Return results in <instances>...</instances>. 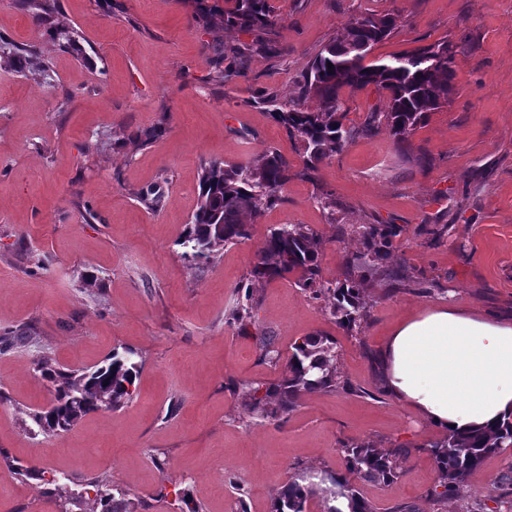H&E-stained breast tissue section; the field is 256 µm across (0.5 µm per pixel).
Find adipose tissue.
<instances>
[{
  "mask_svg": "<svg viewBox=\"0 0 512 512\" xmlns=\"http://www.w3.org/2000/svg\"><path fill=\"white\" fill-rule=\"evenodd\" d=\"M380 361L386 391L441 433L512 419V321L435 307L399 323Z\"/></svg>",
  "mask_w": 512,
  "mask_h": 512,
  "instance_id": "obj_1",
  "label": "adipose tissue"
}]
</instances>
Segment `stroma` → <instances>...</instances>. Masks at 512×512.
Returning <instances> with one entry per match:
<instances>
[{"instance_id":"35a3bbf8","label":"stroma","mask_w":512,"mask_h":512,"mask_svg":"<svg viewBox=\"0 0 512 512\" xmlns=\"http://www.w3.org/2000/svg\"><path fill=\"white\" fill-rule=\"evenodd\" d=\"M282 24L279 55L239 57L252 43L220 16L199 21L193 0H58L54 24L73 32L64 46L45 27L0 0V36L36 44L47 76L21 74L0 56V329L34 325L39 345L0 354V451L81 493L108 474L144 512H180L187 492L202 512H270L274 493L297 469L337 470L343 445L370 439L401 448L389 484L359 483L377 508L419 512H512V448L485 460L458 495L437 505L427 445L440 432L382 388L378 351L398 323L446 302L512 316V0H268ZM398 17L370 61L443 40L467 42L454 66L448 104L429 113L399 146L382 130L359 136L297 175L249 239L225 246L217 263L191 265L176 246L196 209L204 164L243 163L270 147L302 167L297 141L255 103L257 91L296 94L309 61L352 19ZM232 77L210 80L216 50ZM167 116L165 132L138 145L137 131ZM161 185L150 211L139 191ZM328 193L335 209L317 204ZM307 224L323 238V281L341 280L360 250V224H397L391 262L426 290L383 293L368 284L361 329L339 327L289 274L258 288L248 334L224 312L244 298L246 273L269 229ZM437 224L447 239L431 241ZM93 286H86V279ZM321 334L336 341L345 388L301 396L281 419H237L230 382L270 383L280 373L259 357L273 337L282 357ZM143 355L132 401L84 417L53 437L24 430L27 411L50 399L34 361L64 369L100 365L113 349ZM40 480L0 465V512H62Z\"/></svg>"}]
</instances>
